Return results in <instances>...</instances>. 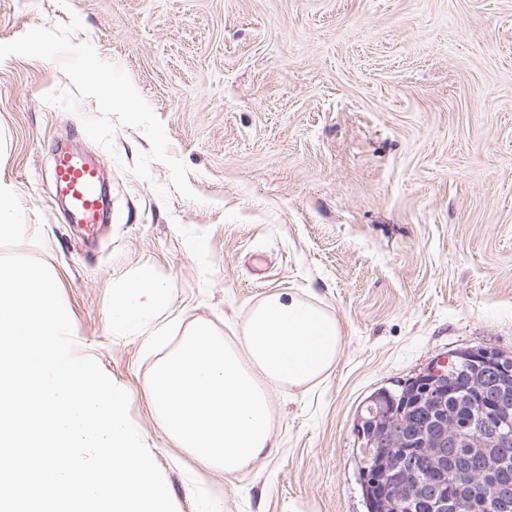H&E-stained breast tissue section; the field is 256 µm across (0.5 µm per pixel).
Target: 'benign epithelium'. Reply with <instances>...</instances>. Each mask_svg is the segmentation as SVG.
Instances as JSON below:
<instances>
[{
    "instance_id": "benign-epithelium-1",
    "label": "benign epithelium",
    "mask_w": 512,
    "mask_h": 512,
    "mask_svg": "<svg viewBox=\"0 0 512 512\" xmlns=\"http://www.w3.org/2000/svg\"><path fill=\"white\" fill-rule=\"evenodd\" d=\"M466 357L481 373L471 395L477 429L463 432L448 416V396L455 394L448 370L459 358L437 359L403 383L418 395L414 418L397 410L393 393L380 390L365 400L354 424L363 463V482L376 489L369 495L372 512H468L474 502L485 512L512 501V478L502 473L512 458V438L500 433L499 414L512 409V365L483 348ZM470 450L460 452L462 445Z\"/></svg>"
}]
</instances>
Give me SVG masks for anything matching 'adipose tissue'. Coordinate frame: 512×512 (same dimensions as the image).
I'll return each instance as SVG.
<instances>
[{
  "instance_id": "1",
  "label": "adipose tissue",
  "mask_w": 512,
  "mask_h": 512,
  "mask_svg": "<svg viewBox=\"0 0 512 512\" xmlns=\"http://www.w3.org/2000/svg\"><path fill=\"white\" fill-rule=\"evenodd\" d=\"M166 300L153 278L113 289L116 327L146 330ZM338 318L293 293L267 296L250 313L235 344L198 325L156 370L154 413L176 444L204 465L236 474L273 450L270 391L321 380L342 346Z\"/></svg>"
}]
</instances>
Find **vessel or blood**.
<instances>
[{"instance_id":"vessel-or-blood-1","label":"vessel or blood","mask_w":512,"mask_h":512,"mask_svg":"<svg viewBox=\"0 0 512 512\" xmlns=\"http://www.w3.org/2000/svg\"><path fill=\"white\" fill-rule=\"evenodd\" d=\"M99 160L75 152L56 153L51 178L57 194L69 204V220L94 225L106 220L108 206L101 184Z\"/></svg>"}]
</instances>
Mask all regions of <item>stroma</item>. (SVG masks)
Listing matches in <instances>:
<instances>
[{"mask_svg":"<svg viewBox=\"0 0 512 512\" xmlns=\"http://www.w3.org/2000/svg\"><path fill=\"white\" fill-rule=\"evenodd\" d=\"M78 15L124 69L189 168L195 199L129 173L78 113L56 62L0 61V254L44 261L73 326L130 398L176 512H367L357 412L434 359L512 355V0H0V43ZM97 155L112 220L86 246L50 179L57 143ZM149 274L167 290L153 342L113 327L112 291ZM291 292L343 327L311 387L271 390L273 452L233 475L207 468L151 411L149 384L199 324L240 342L252 309Z\"/></svg>","mask_w":512,"mask_h":512,"instance_id":"obj_1","label":"stroma"}]
</instances>
